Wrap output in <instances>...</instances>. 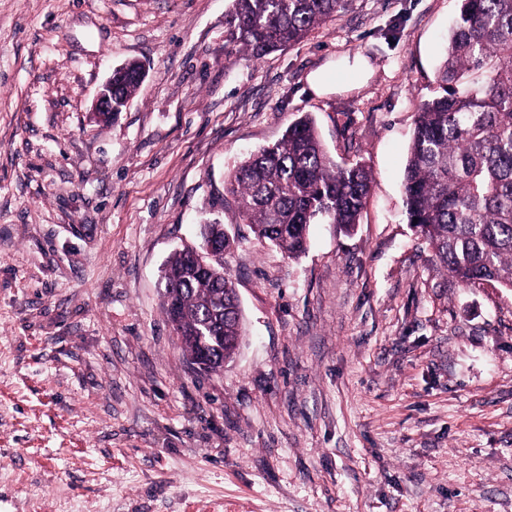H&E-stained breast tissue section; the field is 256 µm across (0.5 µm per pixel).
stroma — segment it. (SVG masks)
Segmentation results:
<instances>
[{
	"label": "stroma",
	"mask_w": 512,
	"mask_h": 512,
	"mask_svg": "<svg viewBox=\"0 0 512 512\" xmlns=\"http://www.w3.org/2000/svg\"><path fill=\"white\" fill-rule=\"evenodd\" d=\"M231 8L0 0V512H512V291L458 286L402 192L459 0H346L259 59ZM130 60L135 97L90 122ZM304 115L372 183L353 234L291 258L224 184ZM206 222L244 328L212 374L160 279Z\"/></svg>",
	"instance_id": "35a3bbf8"
}]
</instances>
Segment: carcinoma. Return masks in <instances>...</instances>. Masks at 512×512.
Masks as SVG:
<instances>
[{
	"label": "carcinoma",
	"mask_w": 512,
	"mask_h": 512,
	"mask_svg": "<svg viewBox=\"0 0 512 512\" xmlns=\"http://www.w3.org/2000/svg\"><path fill=\"white\" fill-rule=\"evenodd\" d=\"M234 4L227 37L256 58L301 43L344 9V0ZM143 76L138 63L112 71L113 107L124 106ZM438 80L444 94L420 107L405 168L408 223L461 287L512 290V0H461ZM370 187L364 167L342 168L328 155L307 116L244 159L226 183L252 231L290 258L307 250L312 224L354 231ZM164 282L163 309L185 355L224 368L226 341L241 336L224 254L201 263L195 249L179 250L166 261Z\"/></svg>",
	"instance_id": "cac0c4a2"
}]
</instances>
